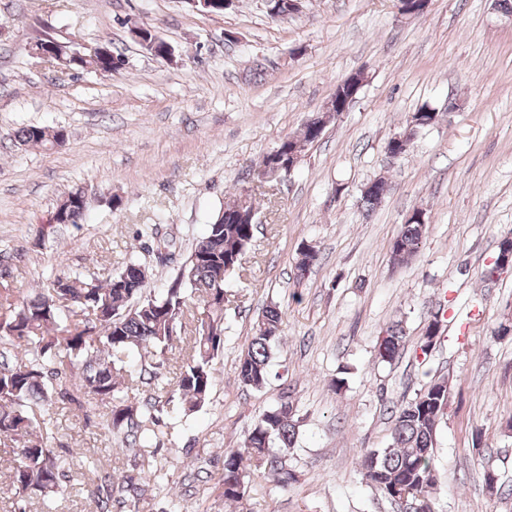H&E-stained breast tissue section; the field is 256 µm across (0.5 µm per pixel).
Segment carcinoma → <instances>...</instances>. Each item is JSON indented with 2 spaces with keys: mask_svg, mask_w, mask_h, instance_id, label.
<instances>
[{
  "mask_svg": "<svg viewBox=\"0 0 512 512\" xmlns=\"http://www.w3.org/2000/svg\"><path fill=\"white\" fill-rule=\"evenodd\" d=\"M125 62L118 49L90 60L70 61L77 70L92 66L112 73ZM16 139L46 150L63 146L55 128L27 126ZM385 183L361 194V205L373 211L382 201ZM88 209L83 188L71 190L57 205L59 224H79ZM252 199H236L219 209L207 233L195 240L177 273L161 293L146 289L149 267L135 260L104 278L96 274L57 275L34 296L20 299L0 285V441L16 448L18 465L11 483L20 497L55 493L74 466L51 448L53 416L70 411L92 413L109 434L123 437L136 449L135 466L144 478L159 482L164 465L153 448L163 442L167 418L188 416L209 399L216 379V360L224 349V283L242 268L253 239L249 223ZM163 224H143L138 238L145 248L162 241ZM427 225L407 223L391 244L394 260L405 262L423 243ZM319 260L307 245L298 251L295 276L302 280ZM195 323L185 346H177L184 322ZM283 323L280 305L271 302L252 327L247 350L240 356L238 378L253 389L270 375L273 349ZM399 323L386 327L377 345V359L392 363L405 349ZM182 355L176 370L170 356ZM448 401V381L439 378L415 398L390 409L391 442L366 451L360 461L367 483L386 498L395 490L432 497L436 487L434 448ZM299 435L296 407L289 387L260 413L243 447L224 450V468L217 485L226 501L240 502L255 473H266L280 487L295 480L286 452ZM97 512H112L114 494L134 498L148 492L132 475L117 481L107 472L96 475Z\"/></svg>",
  "mask_w": 512,
  "mask_h": 512,
  "instance_id": "cac0c4a2",
  "label": "carcinoma"
}]
</instances>
